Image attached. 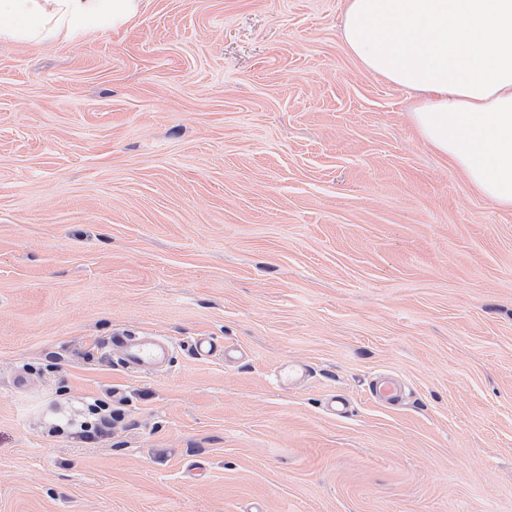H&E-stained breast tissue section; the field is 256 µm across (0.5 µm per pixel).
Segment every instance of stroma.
Instances as JSON below:
<instances>
[{
    "label": "stroma",
    "instance_id": "stroma-1",
    "mask_svg": "<svg viewBox=\"0 0 512 512\" xmlns=\"http://www.w3.org/2000/svg\"><path fill=\"white\" fill-rule=\"evenodd\" d=\"M346 4L0 40V512H512V209L349 55ZM124 329L170 367L98 356ZM87 410L90 414L96 416L94 425L84 423L81 425L80 436L85 440H94L103 434L106 428L112 426V407L110 404L95 400L94 403L88 404Z\"/></svg>",
    "mask_w": 512,
    "mask_h": 512
}]
</instances>
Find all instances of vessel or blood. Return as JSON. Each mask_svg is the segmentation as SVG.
Segmentation results:
<instances>
[{
    "label": "vessel or blood",
    "mask_w": 512,
    "mask_h": 512,
    "mask_svg": "<svg viewBox=\"0 0 512 512\" xmlns=\"http://www.w3.org/2000/svg\"><path fill=\"white\" fill-rule=\"evenodd\" d=\"M109 357L124 370L141 373L169 361L174 347L160 336H138L129 332L114 333L107 341Z\"/></svg>",
    "instance_id": "vessel-or-blood-1"
}]
</instances>
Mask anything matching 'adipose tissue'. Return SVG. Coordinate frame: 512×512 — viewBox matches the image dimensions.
<instances>
[{"instance_id": "adipose-tissue-1", "label": "adipose tissue", "mask_w": 512, "mask_h": 512, "mask_svg": "<svg viewBox=\"0 0 512 512\" xmlns=\"http://www.w3.org/2000/svg\"><path fill=\"white\" fill-rule=\"evenodd\" d=\"M139 0H0V39L79 40ZM348 52L418 97L421 138L485 199L512 209V0H348Z\"/></svg>"}]
</instances>
